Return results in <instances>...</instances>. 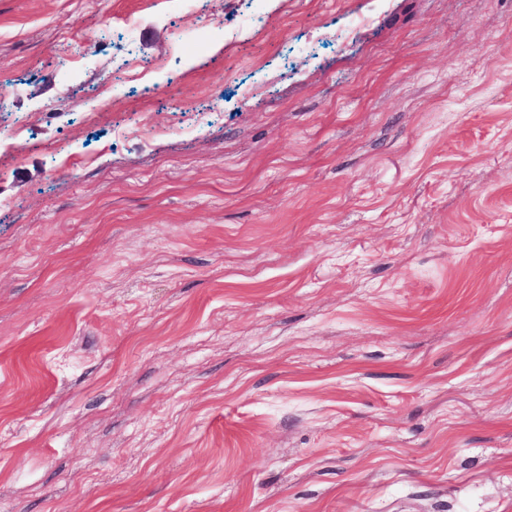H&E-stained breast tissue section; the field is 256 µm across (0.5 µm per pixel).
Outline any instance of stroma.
<instances>
[{
    "mask_svg": "<svg viewBox=\"0 0 512 512\" xmlns=\"http://www.w3.org/2000/svg\"><path fill=\"white\" fill-rule=\"evenodd\" d=\"M0 512H512V0H0Z\"/></svg>",
    "mask_w": 512,
    "mask_h": 512,
    "instance_id": "1",
    "label": "stroma"
}]
</instances>
